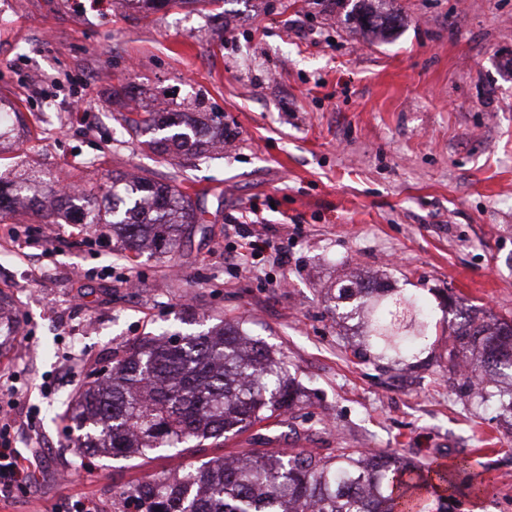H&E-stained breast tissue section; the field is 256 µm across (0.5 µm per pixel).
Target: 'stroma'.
Segmentation results:
<instances>
[{"label":"stroma","mask_w":512,"mask_h":512,"mask_svg":"<svg viewBox=\"0 0 512 512\" xmlns=\"http://www.w3.org/2000/svg\"><path fill=\"white\" fill-rule=\"evenodd\" d=\"M360 0H223L144 13L127 0H0V181L110 187L147 175L201 193L205 226L176 252L124 250L109 225L0 221V440L30 460L0 512H113L121 491L229 452L146 459L76 453V389L146 333L240 318L301 386L272 428L289 447L395 448L468 459L488 490L455 512H512V415L453 386L441 350L411 369L361 358L328 286L385 278L426 302L447 336L460 316L512 319V0H379L389 35H356ZM124 86L125 106L112 102ZM223 113L231 139L205 160H163L126 140L124 107ZM268 238L254 256L237 225ZM195 312L193 324L183 323Z\"/></svg>","instance_id":"35a3bbf8"}]
</instances>
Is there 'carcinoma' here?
I'll list each match as a JSON object with an SVG mask.
<instances>
[{"mask_svg":"<svg viewBox=\"0 0 512 512\" xmlns=\"http://www.w3.org/2000/svg\"><path fill=\"white\" fill-rule=\"evenodd\" d=\"M396 21L369 6L358 15L357 30L381 35ZM122 128L159 156H194L210 138L224 139V116L213 112L200 125L160 124L153 112H130ZM28 190L21 181L13 196L1 194L0 217ZM96 195L95 188H84L61 196L58 207L87 208L89 223L112 225L129 251L170 253L189 225L205 223V210L177 184L148 177L112 184L106 221ZM56 208L36 215L48 222ZM333 299L354 300L346 315L358 318L366 350L378 358L414 357L433 337L427 305L385 282L350 280ZM451 336L454 381L469 389L479 385L483 401L494 385L508 396L501 407L512 412V320L469 322L452 328ZM296 397L274 352L250 337L244 321L226 320L207 332L141 337L112 361L108 374L85 383L70 419L80 431V453L127 459L236 436L291 411ZM487 488L466 459L447 466L363 448L321 456L271 448L264 438L243 460L211 459L190 474L147 480L122 495L139 501L138 512H451L463 490L477 497Z\"/></svg>","mask_w":512,"mask_h":512,"instance_id":"1","label":"carcinoma"}]
</instances>
